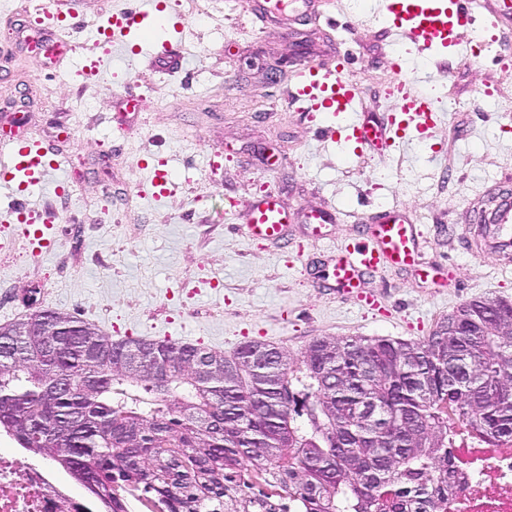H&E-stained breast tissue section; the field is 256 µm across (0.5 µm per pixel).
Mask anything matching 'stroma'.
Instances as JSON below:
<instances>
[{
	"instance_id": "35a3bbf8",
	"label": "stroma",
	"mask_w": 512,
	"mask_h": 512,
	"mask_svg": "<svg viewBox=\"0 0 512 512\" xmlns=\"http://www.w3.org/2000/svg\"><path fill=\"white\" fill-rule=\"evenodd\" d=\"M143 0H84L65 34L67 57L37 64L44 41L32 0H0V129L38 135L59 155L53 179L14 196L0 183V220L15 201L48 216L51 243L31 252L23 225L0 248V325L37 311L78 318L109 337L168 339L232 355L265 341L301 359L320 338L385 337L423 342L473 299H512V274L470 256L465 227L487 209L485 189L512 188V25L484 23L490 52L425 62L394 44L369 5L343 4L333 24L308 19L293 35L251 23L245 0H168L183 28L169 62L113 48L98 71H81L108 15ZM343 65L363 89L365 111H388L393 65L428 75L448 111L430 138L398 152L350 157L329 147L287 93L298 63ZM221 155L220 167L208 162ZM167 162L172 193L154 199L145 159ZM65 179L70 191L55 190ZM275 187L289 212L332 206L340 221L311 238L291 220L271 244L226 222L230 202ZM406 207L423 233L422 260L444 288L414 271L368 280L381 308L316 287L321 269L358 225ZM307 262H299L297 253Z\"/></svg>"
}]
</instances>
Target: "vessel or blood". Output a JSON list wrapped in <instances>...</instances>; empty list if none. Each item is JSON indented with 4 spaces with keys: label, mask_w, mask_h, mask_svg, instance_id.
<instances>
[{
    "label": "vessel or blood",
    "mask_w": 512,
    "mask_h": 512,
    "mask_svg": "<svg viewBox=\"0 0 512 512\" xmlns=\"http://www.w3.org/2000/svg\"><path fill=\"white\" fill-rule=\"evenodd\" d=\"M312 0H253L250 10L262 19L274 22L309 7ZM475 0H376L375 10L398 39L409 41L421 55L433 57L435 52L452 50L467 56L468 45L460 37L464 28H475L479 17ZM159 9L158 0H149L147 9L112 13L105 30L95 41L96 54L88 58L89 71H96L102 55L113 46L127 45L131 33L139 29L149 15ZM394 97L393 112L377 121L360 115L362 90L350 81L343 67L329 68L300 64L295 71L289 93L293 102L305 103L318 115L317 129L327 139L348 143L360 155L376 141L386 149L416 136L427 134L439 121L437 100L421 85L419 78L397 74L389 85ZM58 160L43 143L31 136L0 138V171L13 181L16 192L42 183ZM154 199L172 193L174 182L165 164L151 167ZM232 212L246 213L248 236L255 240H281L290 215L273 193L233 202ZM12 223L21 224L35 254H42L48 239L46 221L33 218L25 209L11 210ZM304 221L312 236L324 234L326 225L335 223L336 213L329 209L305 212ZM421 232L405 210L388 209L376 224L360 229L352 240L337 249L332 269L324 274L325 282L346 296H353L369 309H377L379 301L365 289L367 276L383 269L405 270L418 265ZM468 251L474 258H489L502 272L512 271V195L499 196L494 207L486 211L480 224L469 226L465 236Z\"/></svg>",
    "instance_id": "obj_1"
}]
</instances>
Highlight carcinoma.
<instances>
[{"mask_svg":"<svg viewBox=\"0 0 512 512\" xmlns=\"http://www.w3.org/2000/svg\"><path fill=\"white\" fill-rule=\"evenodd\" d=\"M0 434L72 476L103 512H257L243 475L278 468L301 512H438L448 414L512 437V300H471L427 341L323 338L301 362L126 339L39 311L0 326Z\"/></svg>","mask_w":512,"mask_h":512,"instance_id":"obj_1","label":"carcinoma"}]
</instances>
